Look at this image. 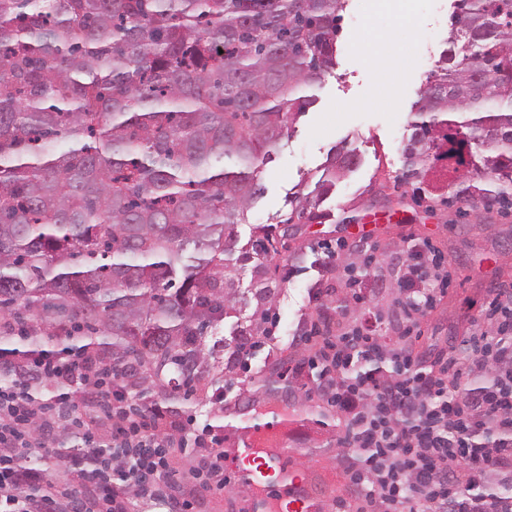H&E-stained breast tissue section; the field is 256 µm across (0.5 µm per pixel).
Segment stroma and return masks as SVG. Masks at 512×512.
<instances>
[{
    "mask_svg": "<svg viewBox=\"0 0 512 512\" xmlns=\"http://www.w3.org/2000/svg\"><path fill=\"white\" fill-rule=\"evenodd\" d=\"M453 3L418 0L412 5L394 0L389 6L384 0H361L359 7L371 17V27L341 19L333 72L315 88L317 101L297 118L290 138L262 167L259 182L264 193L245 222L235 227L237 246L226 258L234 280V308L214 331V338L238 335L255 328L259 320L253 293L260 274L256 259L249 256L253 240L262 230H281L293 200L313 191L335 146L355 150L359 163L321 201L323 221H298L290 241L293 256L276 260L274 295L266 304L280 320L276 348L256 350L247 373L229 357L221 363L209 362L202 379L225 384L223 403L187 402L181 407L182 418H193L196 428L222 436L228 447L238 440L247 419L266 423L287 413L288 445L293 449L288 463L319 472L324 485L322 512H336L340 502L348 512H355L357 504L346 471L354 458L351 449L341 445L340 430L316 424L304 411L305 392L315 389V378L294 382L292 393L282 399L266 400L259 391L260 379L271 369L289 371L307 358L309 349L299 341L305 318H326L347 327L370 311L383 317L378 333L392 335V313L400 297L399 267L412 246L429 243L444 259L449 286L421 318L419 336L409 348L425 367L438 357L454 360L464 372L462 388L469 389L481 378L467 374L469 359L457 347L468 336L493 331L485 309L494 290L512 286V269L502 266L503 260H512V212L479 202L451 208L429 198L418 203L412 198L413 183L401 178L412 105L448 47ZM401 11L413 13L415 23L395 22ZM381 37L392 43L394 64L356 49L357 44ZM361 239L378 248L373 278L379 286L358 303L344 272L319 276L314 248L340 243L348 256ZM178 491L195 500L196 512H252L251 492L235 482L221 492H203L184 481Z\"/></svg>",
    "mask_w": 512,
    "mask_h": 512,
    "instance_id": "35a3bbf8",
    "label": "stroma"
}]
</instances>
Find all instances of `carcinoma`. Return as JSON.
Masks as SVG:
<instances>
[{"mask_svg": "<svg viewBox=\"0 0 512 512\" xmlns=\"http://www.w3.org/2000/svg\"><path fill=\"white\" fill-rule=\"evenodd\" d=\"M348 0H0V360L58 338L189 400L258 171L336 65ZM404 180L512 209V0H456ZM357 164L341 147L325 193ZM256 254L289 251V224ZM290 389L273 371L266 396Z\"/></svg>", "mask_w": 512, "mask_h": 512, "instance_id": "1", "label": "carcinoma"}]
</instances>
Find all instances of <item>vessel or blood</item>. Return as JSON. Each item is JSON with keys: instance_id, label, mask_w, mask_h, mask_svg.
<instances>
[{"instance_id": "vessel-or-blood-1", "label": "vessel or blood", "mask_w": 512, "mask_h": 512, "mask_svg": "<svg viewBox=\"0 0 512 512\" xmlns=\"http://www.w3.org/2000/svg\"><path fill=\"white\" fill-rule=\"evenodd\" d=\"M267 435L271 447H258L253 436L248 435L225 449L228 468L247 489L277 490L278 512H318L320 498L314 482L299 470L285 466L291 450L284 428L268 427Z\"/></svg>"}]
</instances>
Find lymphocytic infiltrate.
Segmentation results:
<instances>
[{
    "label": "lymphocytic infiltrate",
    "mask_w": 512,
    "mask_h": 512,
    "mask_svg": "<svg viewBox=\"0 0 512 512\" xmlns=\"http://www.w3.org/2000/svg\"><path fill=\"white\" fill-rule=\"evenodd\" d=\"M440 259L424 250L409 256L399 283L397 336L375 335L368 318L341 336L313 321L301 340L314 355L327 408L345 424L344 443L357 466L351 475L360 512H512V497L478 494L489 475L512 483V290L496 291L487 314L491 336L477 337L471 371L492 372L489 384L461 390L450 383L451 362L418 367L407 343L417 320L433 307L436 286L447 285ZM28 375L0 386V512H138L148 503L168 512H194L178 498L175 457L193 450L199 458L188 476L203 490L223 488L224 453L219 436L197 435L189 425L161 427L144 401L119 393L117 383L98 386L102 360L96 355L29 363ZM94 388L84 402L73 395L77 381ZM47 383L55 396L37 399L33 386ZM109 427L100 444L96 432ZM68 430L81 447L76 478L50 479L21 466L20 456L53 455L48 439ZM464 466L465 481L455 476Z\"/></svg>",
    "instance_id": "f902f5d3"
}]
</instances>
